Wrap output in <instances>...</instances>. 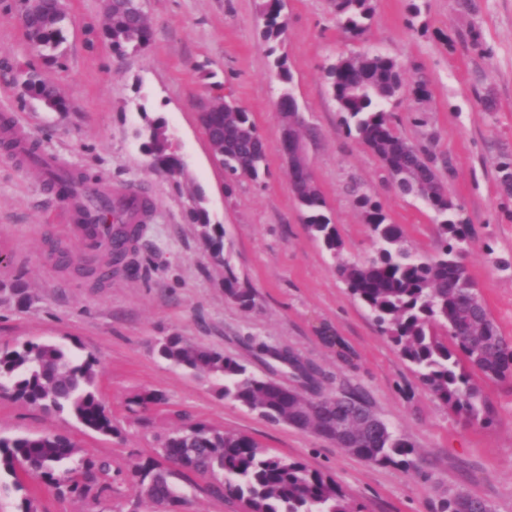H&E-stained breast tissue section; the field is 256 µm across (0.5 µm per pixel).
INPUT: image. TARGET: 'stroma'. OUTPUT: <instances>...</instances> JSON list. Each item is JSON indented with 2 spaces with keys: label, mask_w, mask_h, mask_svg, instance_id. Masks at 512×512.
Instances as JSON below:
<instances>
[{
  "label": "stroma",
  "mask_w": 512,
  "mask_h": 512,
  "mask_svg": "<svg viewBox=\"0 0 512 512\" xmlns=\"http://www.w3.org/2000/svg\"><path fill=\"white\" fill-rule=\"evenodd\" d=\"M260 2L144 0L151 44L120 56L101 35L106 0H63L67 40L52 62L27 42L17 0H0V116H12L65 166L113 188L141 185L155 200L139 272L95 286L63 273L46 245L41 228L52 224L58 244L79 248L63 230L61 204L44 191L41 171L0 148V345L51 341L94 354L99 396L116 429L104 436L0 392L1 435L64 434L79 457L111 469V489L94 497L62 494L30 479L28 493L38 512H132L131 468L156 457L164 428H177L182 415L305 462L334 479L358 512H436L442 499L459 492L484 498L493 512H512V383L481 380L493 407L485 426L469 423L422 386L350 297L335 259L308 233L282 155L277 111L282 87H290L308 125L307 163L343 258L363 261L375 252L350 191L355 183L389 222L403 227L414 252L435 254L432 212L384 182L377 157L340 126L325 76L341 54L401 60L405 86L388 111L404 137L447 157L450 168L440 176L474 231L466 266L502 335L512 340V268L500 264L512 257V196L498 182L499 162L512 158V0H376L358 39L338 29L333 0H284L288 34L278 53L287 58V85L267 52ZM30 74L55 85L65 111L23 99L21 83ZM420 85L426 96L417 95ZM216 95L231 96L255 122L266 147L261 181L228 184L199 121ZM145 112L163 118L175 135L187 177L174 180L152 168L135 136ZM198 189L213 223L224 227V251L240 287L255 292L251 309L225 296L224 269L188 219ZM15 284L25 299L11 294ZM171 335L283 382L287 368L256 345L294 352L321 369L323 393L361 390L413 444L414 466L370 464L220 398L210 379L157 357L154 342ZM145 389L167 397L147 416L128 406L132 393ZM178 485L184 512H241L240 504L212 497L202 479L182 478Z\"/></svg>",
  "instance_id": "obj_1"
}]
</instances>
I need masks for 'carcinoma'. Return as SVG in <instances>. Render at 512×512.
<instances>
[{
	"mask_svg": "<svg viewBox=\"0 0 512 512\" xmlns=\"http://www.w3.org/2000/svg\"><path fill=\"white\" fill-rule=\"evenodd\" d=\"M336 21L348 36L358 38L369 26L375 0H334ZM263 38L268 53H276L287 35L282 0H261ZM24 30L30 45L55 58L63 43L67 13L61 0H33L27 6ZM102 34L119 55L141 51L152 41V29L143 0H108ZM401 62L380 53L343 56L326 70L337 104L340 124L380 161L386 179L400 193L421 199L436 214L440 249L422 255L406 246L403 228L388 222L380 204L363 190L356 191L364 223L375 245V255L363 262L342 258L343 243L324 214L326 202L314 178L306 177L294 189L306 213L308 231L336 259V270L350 295L371 313L380 331L388 336L399 356L410 363L419 381L454 413L470 422L489 423L493 410L474 379H512V342L491 317L476 284L463 262L472 241L470 224L460 218L459 206L440 179L436 158L400 135L386 110L403 86ZM26 96L47 110L65 111L56 89L32 75L25 80ZM282 131L300 137L305 121L290 90L278 101ZM139 131L144 153L153 169L172 178L187 176L165 122L141 109ZM212 152L224 167L228 183L240 178L259 180L267 170L264 143L249 112L217 96L210 115L200 119ZM204 196H192L191 215L201 227V237L215 261L224 267V293L244 309L254 305L249 288L238 287L229 262L224 259V226L213 224L203 206ZM95 220L112 225V250L105 267L112 274L137 270V243L144 225L133 230L121 220L115 202L101 198ZM157 355L194 375L207 376L216 393L257 413L272 423H285L300 431L327 438L336 408L345 400L351 408L343 420L338 443L345 452L375 465L411 464L414 446L397 436L355 389L321 396L320 372L312 365H295L301 390L285 392L272 378L253 375L239 359L222 351L172 335L155 344ZM97 358L78 355L52 342L0 345V391L47 412L66 413L84 427L103 435L115 432L112 417L96 388ZM165 400L164 394L146 391L129 403L147 411L148 402ZM189 422L168 432L159 455L167 456L181 475L210 479L209 493L240 503L243 512H355L336 482L304 463L271 454L249 436ZM78 449L62 434L0 436V492L26 490L22 477L54 484L71 494L85 496L99 481L110 478L105 462L75 461ZM172 471L155 459L135 465L130 481L136 506L177 512L184 504L171 481ZM491 505L466 493L444 501L437 512H485Z\"/></svg>",
	"mask_w": 512,
	"mask_h": 512,
	"instance_id": "obj_1",
	"label": "carcinoma"
}]
</instances>
